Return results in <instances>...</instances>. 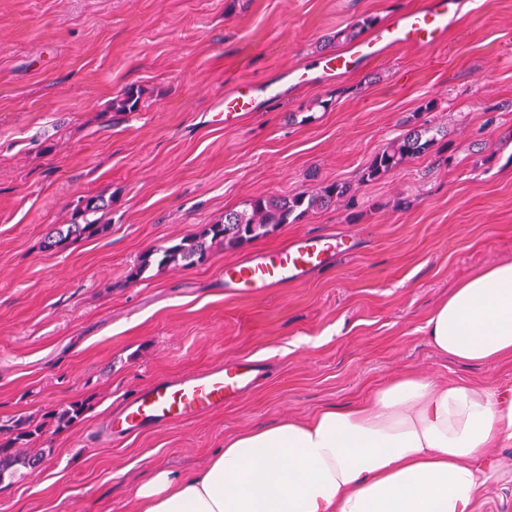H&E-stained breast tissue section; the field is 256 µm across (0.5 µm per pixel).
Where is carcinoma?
Segmentation results:
<instances>
[{"mask_svg":"<svg viewBox=\"0 0 512 512\" xmlns=\"http://www.w3.org/2000/svg\"><path fill=\"white\" fill-rule=\"evenodd\" d=\"M376 20L370 17L355 25L336 32V42L351 43L361 32L373 26ZM140 91L128 88L121 96L112 100V109L117 112H133L139 107ZM439 127L427 123L406 130L379 152L365 170L363 180L371 182L379 179L406 161L420 157L432 149L439 135ZM336 202L354 204L352 187L347 183H332L316 190H303L288 196H256L245 203L239 211L224 213V220L211 224L200 234L184 238L169 247L154 249L145 254L140 264L134 266L128 277L138 279L151 265L159 267H190L204 261L216 243L235 247L268 233L269 228L278 224L297 222L310 212L330 206ZM106 209L102 198L91 197L76 208V215L82 222L72 221L66 229L57 232L56 238L48 239L45 248L53 250L72 239L104 230L98 214ZM84 403L76 401L54 413L57 425L66 427L78 420L84 413ZM41 432V428L24 429L21 419L0 424V482L5 476H14L17 466L34 467L39 455H30L17 450L19 444Z\"/></svg>","mask_w":512,"mask_h":512,"instance_id":"cac0c4a2","label":"carcinoma"}]
</instances>
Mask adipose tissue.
Wrapping results in <instances>:
<instances>
[{"label":"adipose tissue","mask_w":512,"mask_h":512,"mask_svg":"<svg viewBox=\"0 0 512 512\" xmlns=\"http://www.w3.org/2000/svg\"><path fill=\"white\" fill-rule=\"evenodd\" d=\"M425 334L460 363L512 355V262L460 283ZM505 446L512 388L398 375L364 405L240 432L202 470L156 467L136 512H473Z\"/></svg>","instance_id":"obj_1"}]
</instances>
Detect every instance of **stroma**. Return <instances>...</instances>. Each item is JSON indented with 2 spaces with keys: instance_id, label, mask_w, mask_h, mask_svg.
I'll list each match as a JSON object with an SVG mask.
<instances>
[{
  "instance_id": "obj_1",
  "label": "stroma",
  "mask_w": 512,
  "mask_h": 512,
  "mask_svg": "<svg viewBox=\"0 0 512 512\" xmlns=\"http://www.w3.org/2000/svg\"><path fill=\"white\" fill-rule=\"evenodd\" d=\"M419 0H0V421L43 424L37 468L0 483V512H135L154 468L201 469L225 438L364 403L396 373L512 387V356L462 364L424 326L453 288L512 261V0H470L446 40L394 49L349 75L274 96L227 128L241 81L338 52L336 31ZM137 111L115 113L127 87ZM435 110H428V103ZM443 138L373 182L362 175L407 126ZM350 183L338 203L188 268L141 256L259 195ZM106 231L44 247L79 200ZM304 234L353 243L306 281L228 295L225 265ZM256 365L222 410L111 437L104 423L154 381ZM86 410L54 430V410ZM475 512H512V447Z\"/></svg>"
}]
</instances>
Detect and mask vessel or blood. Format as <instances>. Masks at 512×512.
Instances as JSON below:
<instances>
[{
	"label": "vessel or blood",
	"instance_id": "vessel-or-blood-1",
	"mask_svg": "<svg viewBox=\"0 0 512 512\" xmlns=\"http://www.w3.org/2000/svg\"><path fill=\"white\" fill-rule=\"evenodd\" d=\"M465 0H420L417 7L391 15L365 41L353 48L325 56L321 67L305 65L289 74V86L316 82L318 77L351 73L397 46L430 48L444 40L462 17ZM276 90L267 85L239 84L227 90L219 108L225 124L235 123L255 111ZM332 237L299 236L284 247L242 258L224 268V289L233 294H260L304 280L313 269L336 255ZM250 371L217 365L198 374L161 379L141 390L106 425L112 434H131L151 427L184 423L223 408L231 395L247 390Z\"/></svg>",
	"mask_w": 512,
	"mask_h": 512
}]
</instances>
